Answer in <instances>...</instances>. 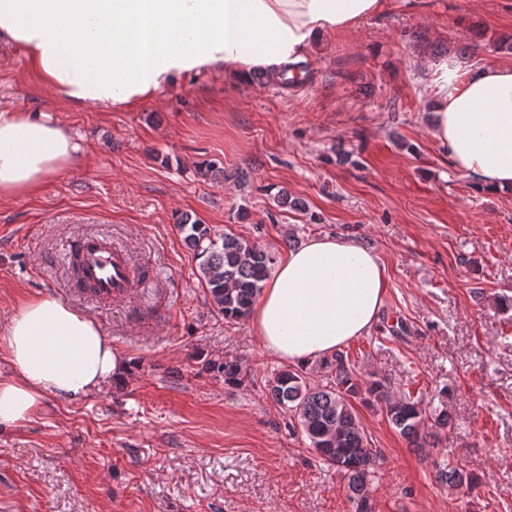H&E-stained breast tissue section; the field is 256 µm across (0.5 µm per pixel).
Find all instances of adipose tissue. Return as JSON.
<instances>
[{
  "instance_id": "adipose-tissue-1",
  "label": "adipose tissue",
  "mask_w": 512,
  "mask_h": 512,
  "mask_svg": "<svg viewBox=\"0 0 512 512\" xmlns=\"http://www.w3.org/2000/svg\"><path fill=\"white\" fill-rule=\"evenodd\" d=\"M415 0H0V44L20 48L39 78L75 109L128 107L177 78L249 79L305 61L326 38ZM431 136L482 187H512V64L458 80L430 60ZM78 151L41 117L0 115V199L23 198L62 174ZM387 269L372 250L334 236L289 250L251 313L269 354L298 364L336 352L376 323ZM0 428L31 422L46 397L77 400L127 368L98 323L50 294L23 302L0 329Z\"/></svg>"
}]
</instances>
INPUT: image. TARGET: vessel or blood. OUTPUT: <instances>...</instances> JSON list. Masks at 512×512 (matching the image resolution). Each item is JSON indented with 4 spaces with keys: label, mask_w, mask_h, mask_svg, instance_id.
<instances>
[{
    "label": "vessel or blood",
    "mask_w": 512,
    "mask_h": 512,
    "mask_svg": "<svg viewBox=\"0 0 512 512\" xmlns=\"http://www.w3.org/2000/svg\"><path fill=\"white\" fill-rule=\"evenodd\" d=\"M68 259L77 267L74 291L86 300L131 299L144 280L129 250L106 237L86 235L76 239L69 248Z\"/></svg>",
    "instance_id": "obj_1"
}]
</instances>
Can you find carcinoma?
Masks as SVG:
<instances>
[{
    "mask_svg": "<svg viewBox=\"0 0 512 512\" xmlns=\"http://www.w3.org/2000/svg\"><path fill=\"white\" fill-rule=\"evenodd\" d=\"M180 225L186 232L185 241L201 259L203 280L224 319L246 317L268 277L271 255L232 234L224 235L219 244L212 240L207 226L188 218ZM323 368L332 377L330 385L314 387L302 373L287 368L268 380L265 387L274 402L294 414L321 460L342 475L355 512H373L371 485L380 452L369 446L350 402L359 393L353 379L354 365L348 357L338 354L324 362ZM222 370L224 381L234 385L242 384L250 374L245 364L236 360L224 362ZM366 393L403 437L415 447H422L429 432L419 400L409 394L393 398L379 382L372 383ZM436 479L450 491L473 483V478L446 461L436 464Z\"/></svg>",
    "mask_w": 512,
    "mask_h": 512,
    "instance_id": "cac0c4a2",
    "label": "carcinoma"
}]
</instances>
